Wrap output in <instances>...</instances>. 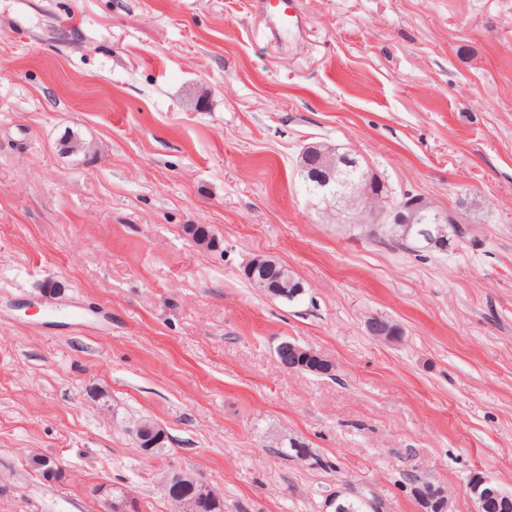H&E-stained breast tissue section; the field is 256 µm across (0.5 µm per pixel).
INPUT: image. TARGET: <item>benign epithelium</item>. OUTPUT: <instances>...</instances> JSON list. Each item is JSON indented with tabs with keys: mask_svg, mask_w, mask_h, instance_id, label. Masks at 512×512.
Instances as JSON below:
<instances>
[{
	"mask_svg": "<svg viewBox=\"0 0 512 512\" xmlns=\"http://www.w3.org/2000/svg\"><path fill=\"white\" fill-rule=\"evenodd\" d=\"M362 161L361 155L352 149L341 151L318 144L305 146L300 153V167L305 177L312 178L319 187L318 198L325 202H334L336 211L354 210L360 218L357 224H385L388 232L408 237L419 224L434 223L440 225L438 237L425 235L429 243H441L447 236L453 241L462 238L464 220L460 213L438 209L422 196H410L397 199L390 194L373 188L370 176L363 175L354 182L345 178H336V171L356 169ZM279 265V261L264 254L254 256L244 267L243 275L250 281H264L267 269ZM291 351L304 354L311 360L312 371L330 374L333 365L319 351L302 346L296 342L288 343ZM470 498L476 512H484L486 499L497 495L505 502L512 503V495L502 491L494 481L483 473L473 474L468 482ZM422 512H432L437 500L445 497V491L438 487L430 491L416 493Z\"/></svg>",
	"mask_w": 512,
	"mask_h": 512,
	"instance_id": "7a95c632",
	"label": "benign epithelium"
}]
</instances>
